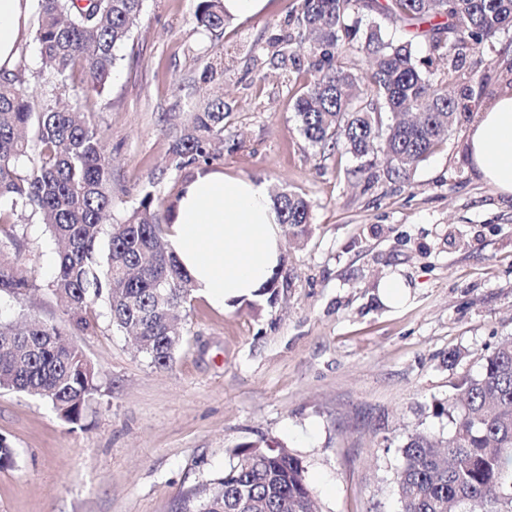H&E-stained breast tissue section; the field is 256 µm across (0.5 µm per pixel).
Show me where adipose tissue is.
I'll list each match as a JSON object with an SVG mask.
<instances>
[{
    "label": "adipose tissue",
    "instance_id": "1",
    "mask_svg": "<svg viewBox=\"0 0 512 512\" xmlns=\"http://www.w3.org/2000/svg\"><path fill=\"white\" fill-rule=\"evenodd\" d=\"M31 0H0V72L11 71L28 31ZM471 163L512 197V91L498 95L469 134ZM168 247L210 302L258 298L282 260L279 217L265 183L198 171L182 187Z\"/></svg>",
    "mask_w": 512,
    "mask_h": 512
}]
</instances>
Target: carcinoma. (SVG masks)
<instances>
[{
    "mask_svg": "<svg viewBox=\"0 0 512 512\" xmlns=\"http://www.w3.org/2000/svg\"><path fill=\"white\" fill-rule=\"evenodd\" d=\"M144 0H38L34 39L44 69L64 84L81 70L103 94L116 50L129 40ZM298 36L309 40L307 89L295 100L298 130L319 153L336 149L359 160L346 170L361 178L369 157L382 154L387 173L404 180L441 143L461 115L460 103L435 84L415 54L419 39L454 68L467 54L512 28V0H293ZM408 27L396 39L377 22ZM198 27L219 35L228 17L223 0H198ZM369 62L361 79L348 56ZM391 114L386 123L384 113ZM224 100L192 113L171 149L170 165H207L224 151ZM32 133L28 139L26 133ZM279 223L297 243L312 232L313 204L296 192L272 195ZM41 215L60 244L57 269L46 287L63 302L71 323L92 327L101 301L112 324L134 333L139 351L166 368L185 336L174 310L193 290L189 275L169 253L168 223L154 194L145 190L121 221L111 225L106 255L102 227L112 215V161L102 131L79 102L66 109L37 106L17 74L0 80V236H14L15 211ZM29 287L0 265V292ZM64 332L37 318L27 326L0 322V387L47 401L67 423L81 421L97 390L95 371L81 350L63 343ZM459 397L435 404L454 430L448 447L417 434L402 448L396 476L400 512H512V343L483 357L481 371L457 386ZM224 475L199 487L181 512H313L301 462L280 449L250 443L235 453ZM16 464L0 437V469Z\"/></svg>",
    "mask_w": 512,
    "mask_h": 512,
    "instance_id": "cac0c4a2",
    "label": "carcinoma"
}]
</instances>
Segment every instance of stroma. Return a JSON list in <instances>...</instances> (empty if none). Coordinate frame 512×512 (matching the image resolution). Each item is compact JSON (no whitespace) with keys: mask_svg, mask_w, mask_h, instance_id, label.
I'll return each instance as SVG.
<instances>
[{"mask_svg":"<svg viewBox=\"0 0 512 512\" xmlns=\"http://www.w3.org/2000/svg\"><path fill=\"white\" fill-rule=\"evenodd\" d=\"M196 6L144 0L101 95L78 76L53 87L25 37L16 56L25 87L45 105L81 96L112 159L116 220L144 189L175 205L198 167L167 169L174 120L223 97L224 152L212 169L306 196L312 233L303 246L284 243L274 294L227 308L191 295L184 342L159 369L105 305L93 330L71 328L46 286L58 246L39 216L20 211L0 265L30 287L0 293V319L65 329L98 390L71 425L39 397L0 388V436L16 452L0 470V512H179L252 442L300 459L318 512H399L403 446L419 433L447 441L453 426L434 405L512 341V199L482 179L467 145L481 112L512 90V30L462 70L434 62V80L470 110L409 179L387 175L378 157L374 180H351L352 157L316 154L298 132L308 48L293 42L284 61L275 47L292 0H269L217 37L197 28ZM215 61L221 75L203 82ZM391 274L410 287L399 309L377 288Z\"/></svg>","mask_w":512,"mask_h":512,"instance_id":"obj_1","label":"stroma"}]
</instances>
